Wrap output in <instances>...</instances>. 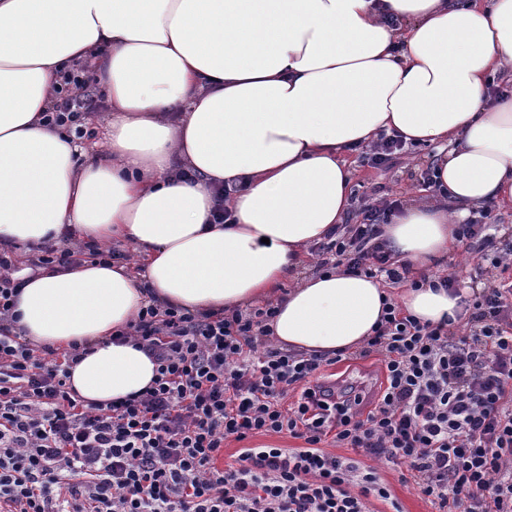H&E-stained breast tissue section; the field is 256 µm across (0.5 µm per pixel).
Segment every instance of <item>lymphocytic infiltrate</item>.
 Instances as JSON below:
<instances>
[{
	"mask_svg": "<svg viewBox=\"0 0 512 512\" xmlns=\"http://www.w3.org/2000/svg\"><path fill=\"white\" fill-rule=\"evenodd\" d=\"M105 103L92 76L68 70L44 119L81 139ZM397 207L355 198L350 222L316 247V270L342 266L403 285L409 263L380 240ZM490 214L483 206L480 220L457 232L459 244L481 241L468 333L386 304L356 353L384 367L369 407L362 394L317 383L330 357L268 342V303L202 316L142 308L130 329L156 360L152 385L85 406L67 384L79 346L40 350L9 326L24 282L0 252V512H372L371 498L390 493L364 456L407 464L436 512H512V248L495 245L512 239V227L486 233ZM112 256L89 243L50 244L34 248L30 262ZM293 389L299 398L285 404ZM284 432L303 447L246 448L237 466L218 467L226 440ZM329 438L355 458L324 451Z\"/></svg>",
	"mask_w": 512,
	"mask_h": 512,
	"instance_id": "obj_1",
	"label": "lymphocytic infiltrate"
}]
</instances>
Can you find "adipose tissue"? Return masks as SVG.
Wrapping results in <instances>:
<instances>
[{
    "instance_id": "obj_1",
    "label": "adipose tissue",
    "mask_w": 512,
    "mask_h": 512,
    "mask_svg": "<svg viewBox=\"0 0 512 512\" xmlns=\"http://www.w3.org/2000/svg\"><path fill=\"white\" fill-rule=\"evenodd\" d=\"M99 47L112 119L90 156L42 114L62 64ZM506 61L512 0H0V248L121 238L146 260L138 275L116 262L38 269L16 299L18 333L91 345L68 380L87 405L151 385L152 358L112 336L152 296L193 313L271 297L278 347L355 351L381 318L383 285L298 274L350 208L340 151L384 129L448 142L438 175L455 211L408 202L381 227L396 259L425 267L469 207H512V95L485 94ZM217 184L232 190L228 224L211 221ZM399 300L422 322L464 313L427 283Z\"/></svg>"
}]
</instances>
